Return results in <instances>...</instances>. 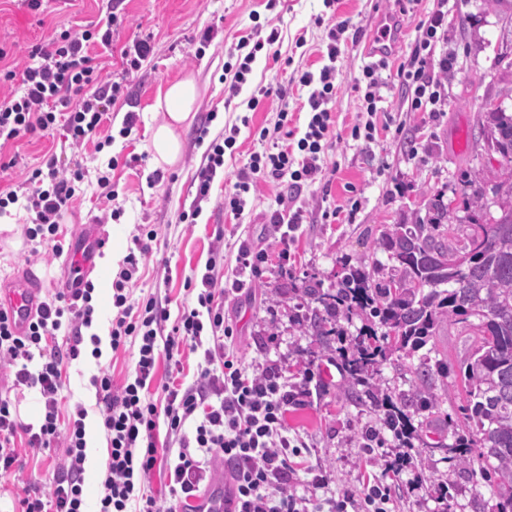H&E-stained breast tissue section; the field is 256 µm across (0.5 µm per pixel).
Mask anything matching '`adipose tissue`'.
<instances>
[{
	"instance_id": "adipose-tissue-1",
	"label": "adipose tissue",
	"mask_w": 512,
	"mask_h": 512,
	"mask_svg": "<svg viewBox=\"0 0 512 512\" xmlns=\"http://www.w3.org/2000/svg\"><path fill=\"white\" fill-rule=\"evenodd\" d=\"M197 97L193 77H185L168 85L159 92L155 107L164 117L152 135L154 159L159 164H173L181 151L178 130L193 119L192 109Z\"/></svg>"
}]
</instances>
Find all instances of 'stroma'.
<instances>
[{"mask_svg":"<svg viewBox=\"0 0 512 512\" xmlns=\"http://www.w3.org/2000/svg\"><path fill=\"white\" fill-rule=\"evenodd\" d=\"M119 0L123 22L114 35L113 49L96 48V63L108 68L113 81L122 83L123 95L108 112L114 137L110 146L74 149L63 129L29 134L0 146V189L24 193V180L43 157L52 153L78 161L87 174L60 223L58 238L70 244L80 225L102 224L109 231L95 279L94 320L91 331L101 339L100 358L91 344L81 346L78 359L65 362L61 409L75 405L87 411L86 508L95 512L101 480L93 469H105L106 434L99 426V406L90 378L99 368L109 369L114 384L133 377L136 346L112 353L109 333L116 315L112 307V281L120 262L133 249L142 229L157 238L140 258L131 282V303L154 297L178 316L183 306H196L194 284L200 283L215 249L224 252L219 274L239 279L248 293H230L224 315L233 328L235 350L243 363H276L289 387H298L305 370L334 360L352 350L364 324L363 317L342 321L343 338L323 342L307 327L312 305L305 285L327 289L334 285L343 265L371 259L386 260L377 250L382 225L428 223L427 206L435 196L464 201L480 191L487 212L498 215L494 189L502 178L498 156L489 152L484 125L490 104L512 110V0ZM109 0H53L50 11H34L22 0H0V46L8 63H20L31 45L54 30H83L101 26ZM445 9L444 35L437 56H448L441 110L436 114L410 111L411 92L397 75L418 36L419 25L436 9ZM397 24L398 51L381 73L383 85L375 112H368L363 71L373 62L368 39L379 24ZM279 37L274 46L258 52L246 84L231 93L224 81V64L240 37ZM210 41H203V32ZM151 39L154 52L141 68L124 72L119 47L134 37ZM335 58H328V44ZM336 72L338 91L330 104L333 123L322 142L323 173L300 188L288 183L259 182L246 196L240 217L224 208L233 193L240 169L254 153L272 151L273 138L261 131L273 128L280 108L293 115L292 126L305 133L310 119V88L299 85L301 72L319 73L325 65ZM193 76L199 97L192 123L180 131L182 149L175 164H156L152 134L162 120L154 104L160 89L184 76ZM278 84L287 101L270 97L256 110L247 103L258 84ZM135 114L131 135L121 136L127 114ZM210 137L234 136L231 155L215 176L207 201L197 202L204 146L198 145L201 126ZM108 177L114 199H106L98 186ZM289 196L302 222L292 234L291 256L280 262L277 232L270 222L280 196ZM202 211L195 223L181 220L193 206ZM119 219H110L112 210ZM32 214L22 204L0 214V280L29 267L43 281L44 295H52L62 278L65 260L53 256L50 246L33 245L24 235ZM267 250L260 274L236 266L240 243ZM38 256H31V249ZM451 375L437 385L440 405L433 414L415 413L420 426L415 440V466L393 474L388 465L404 448L385 422L384 411L372 398L380 392L399 398L413 392L414 369L419 357L391 355L381 365L375 387L348 388L338 370L325 373L322 383L311 385L304 404L289 406L285 426L292 443L302 444L307 459L291 483L292 491L309 501V512H329V502L346 498V512H364L360 490L365 482L389 485L396 512H498L501 499L495 481L461 470L450 460L449 449L465 434L466 398L453 377L467 345L462 324L446 326L439 338ZM63 458L54 448L42 453L24 449L12 473L0 478V512H15L17 498L28 486L49 490Z\"/></svg>","mask_w":512,"mask_h":512,"instance_id":"obj_1","label":"stroma"}]
</instances>
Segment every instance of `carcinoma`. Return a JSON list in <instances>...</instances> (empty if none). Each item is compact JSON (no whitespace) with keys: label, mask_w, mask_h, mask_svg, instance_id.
<instances>
[{"label":"carcinoma","mask_w":512,"mask_h":512,"mask_svg":"<svg viewBox=\"0 0 512 512\" xmlns=\"http://www.w3.org/2000/svg\"><path fill=\"white\" fill-rule=\"evenodd\" d=\"M490 132L497 149L512 156V113L502 106L490 112ZM498 218L482 222L478 194L468 201V223L438 199L427 224H385L377 248L394 262L389 275L370 283L364 264L344 265L335 287L311 290L324 314H314L310 326L317 335H340L336 315L358 314L367 324L359 331L356 349L344 355L349 388L378 374L389 351H417L436 342L447 323L472 325L469 355L460 366L468 414L474 422L475 443L484 465L495 476L502 507L512 509V169L496 186ZM384 328L377 333L374 324ZM448 377V359L417 368L413 392L416 411L434 410L438 394L434 376ZM385 421L396 432L411 428L408 415L391 399L385 400ZM469 439L458 438L456 465L467 469Z\"/></svg>","instance_id":"carcinoma-1"}]
</instances>
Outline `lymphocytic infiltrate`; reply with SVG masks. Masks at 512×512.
<instances>
[{
  "label": "lymphocytic infiltrate",
  "instance_id": "f902f5d3",
  "mask_svg": "<svg viewBox=\"0 0 512 512\" xmlns=\"http://www.w3.org/2000/svg\"><path fill=\"white\" fill-rule=\"evenodd\" d=\"M443 14L429 19L422 35L398 74L413 90L411 107L432 112L440 100V84L434 75V52ZM120 21L109 14L105 27L74 34L64 30L32 46L23 65L6 64L7 52L0 48V83L15 87L0 99V141L64 125L72 147L95 142L111 144L104 129L108 105L116 101L122 87L106 80L94 64L95 47L110 48ZM320 81L308 103L312 116L303 137L288 129V111L280 109L276 132L283 141L276 152L251 155L241 170L227 207L241 215L246 196L257 180L291 179L293 184L315 179L321 173V142L331 121L328 108L336 96V76L331 67L319 75L302 73L298 82L311 86ZM85 177L81 165L62 166L57 155H48L41 167L26 180V208L33 212L26 228L29 240L52 241L54 255L64 247L57 242L59 220L76 196ZM155 231L136 237V252L124 257L112 282V306L117 313L110 331L112 351L138 343L135 376L114 387L112 376L99 369L91 378L101 406L100 418L109 443L106 476L102 482L97 512H178V507L200 490L215 459H223L232 483L230 501L234 512H306L302 498L288 489L297 463L288 456L291 442L286 435L284 414L292 399L281 383V373L271 365L257 370L233 354V331L224 324V289L218 288L215 263H207L201 277L198 304L184 308L178 317L158 300L147 299L142 313H134L129 302L130 283L139 255L148 254ZM92 281L73 292H56L44 300L38 318L26 335H15L5 311L0 310V371L12 370L18 386L38 389L43 404L40 425L20 420L15 404L0 398V475L18 460L19 447L34 450L63 449L65 463L49 490L24 489L20 512H86L84 473L87 458L85 418L87 411L60 414L58 392L62 387L65 360L78 359L84 329L93 323L95 307ZM68 346H60L59 336ZM203 348L205 366L199 381L185 384L158 382L160 360L174 361L182 347ZM38 370H29L30 362ZM160 384L163 403L149 397L153 384ZM192 434H185L186 424ZM166 426L179 441L178 449L157 445L156 432ZM165 464L170 502L161 506L148 494L144 481L157 464Z\"/></svg>",
  "mask_w": 512,
  "mask_h": 512
}]
</instances>
